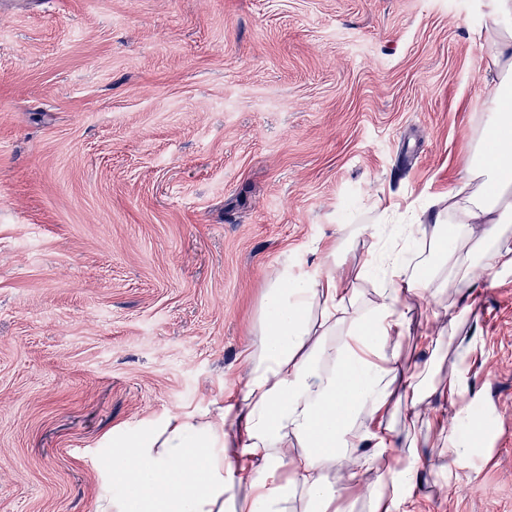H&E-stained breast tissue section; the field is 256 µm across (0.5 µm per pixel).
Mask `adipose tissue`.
<instances>
[{
  "mask_svg": "<svg viewBox=\"0 0 512 512\" xmlns=\"http://www.w3.org/2000/svg\"><path fill=\"white\" fill-rule=\"evenodd\" d=\"M487 14L471 38L490 75L489 117L458 183L405 215L391 204L371 229L340 225L314 273L273 267L238 393L146 428L113 427V452L100 459L112 485L97 512H415L420 446L469 456L425 410L437 394L463 399L458 370L471 349L452 339L480 279L512 271V237L501 230L512 224V0H487ZM367 233L376 248L349 264L351 242ZM419 302L434 324L418 342L452 353L449 373L404 352ZM400 416L426 427L423 444L399 450Z\"/></svg>",
  "mask_w": 512,
  "mask_h": 512,
  "instance_id": "ef3b65f1",
  "label": "adipose tissue"
}]
</instances>
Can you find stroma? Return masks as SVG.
<instances>
[{
    "label": "stroma",
    "instance_id": "obj_1",
    "mask_svg": "<svg viewBox=\"0 0 512 512\" xmlns=\"http://www.w3.org/2000/svg\"><path fill=\"white\" fill-rule=\"evenodd\" d=\"M484 0H0V512H96L115 425L237 391L271 268L448 192ZM459 335L481 433L421 512H512V272Z\"/></svg>",
    "mask_w": 512,
    "mask_h": 512
}]
</instances>
